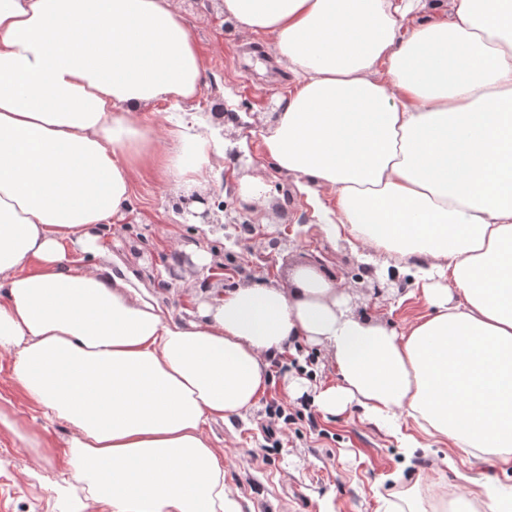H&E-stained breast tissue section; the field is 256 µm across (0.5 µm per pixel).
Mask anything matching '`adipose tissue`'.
<instances>
[{
	"label": "adipose tissue",
	"instance_id": "adipose-tissue-1",
	"mask_svg": "<svg viewBox=\"0 0 512 512\" xmlns=\"http://www.w3.org/2000/svg\"><path fill=\"white\" fill-rule=\"evenodd\" d=\"M223 6L295 78L266 155L335 191L336 235L423 263L429 312L396 331L303 267L169 324L111 268L63 270L67 247L99 252L135 169L190 186L209 164L206 137L165 146L138 118L193 100L203 57L175 0H0V350L73 429L75 512H237L204 428L252 409L300 341L339 370L324 412L405 416L512 465V0Z\"/></svg>",
	"mask_w": 512,
	"mask_h": 512
}]
</instances>
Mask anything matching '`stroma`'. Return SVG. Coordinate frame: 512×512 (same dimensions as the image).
<instances>
[{
	"label": "stroma",
	"mask_w": 512,
	"mask_h": 512,
	"mask_svg": "<svg viewBox=\"0 0 512 512\" xmlns=\"http://www.w3.org/2000/svg\"><path fill=\"white\" fill-rule=\"evenodd\" d=\"M178 5L203 55V84L192 102L159 101L141 119L162 138L189 129L223 144L193 187L209 198L216 221L183 223L174 208L183 186L156 170L139 172L122 216L100 232L97 262L132 278L167 322L185 323L213 293L254 282L288 286L294 268L320 257L324 273L345 288L357 314L406 330L427 313L415 260L356 250L329 234L300 178L280 170L264 152L262 135L294 87L293 74L276 61L272 37L240 33L225 19L220 0H178ZM217 108L239 113L240 123L212 130ZM233 150L245 155V164L231 163ZM249 178L260 180L265 194L246 212L241 184ZM228 214L243 215L251 234L238 236L232 224L219 228ZM200 250L235 269V276L212 279L209 267L194 260ZM377 278L393 282L379 297L373 294ZM13 360V352L0 351V412L36 430L56 453L43 456L0 430V512H66L57 488L72 431L25 397L12 377ZM281 362V368L269 369L268 387L251 410L214 420L204 431L224 457V486L239 512H387L404 496L416 512H433L446 494L471 489L480 505L489 492L512 486V470L501 471L482 456H453L444 442L407 453L403 437L412 433L411 422L390 431L355 406L336 416L320 410L316 394L339 381L324 346L298 342ZM288 377L304 378L306 391L289 396ZM273 399L286 402L295 418L274 448L264 434L265 406Z\"/></svg>",
	"instance_id": "1"
}]
</instances>
